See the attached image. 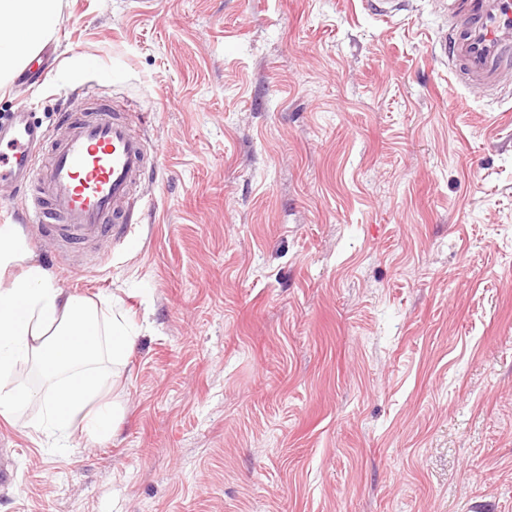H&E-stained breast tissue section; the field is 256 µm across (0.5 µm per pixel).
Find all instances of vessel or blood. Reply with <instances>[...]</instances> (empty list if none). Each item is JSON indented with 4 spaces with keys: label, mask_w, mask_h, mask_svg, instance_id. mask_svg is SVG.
Here are the masks:
<instances>
[{
    "label": "vessel or blood",
    "mask_w": 512,
    "mask_h": 512,
    "mask_svg": "<svg viewBox=\"0 0 512 512\" xmlns=\"http://www.w3.org/2000/svg\"><path fill=\"white\" fill-rule=\"evenodd\" d=\"M434 52L453 79L485 93L512 87V0H462L448 10V28ZM47 140L25 111L0 117V184L26 190L28 223L40 241L65 247L122 237L134 189L157 155L133 132L125 113L86 111L72 100ZM45 160H37L40 148Z\"/></svg>",
    "instance_id": "1"
}]
</instances>
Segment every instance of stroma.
Wrapping results in <instances>:
<instances>
[{
  "instance_id": "1",
  "label": "stroma",
  "mask_w": 512,
  "mask_h": 512,
  "mask_svg": "<svg viewBox=\"0 0 512 512\" xmlns=\"http://www.w3.org/2000/svg\"><path fill=\"white\" fill-rule=\"evenodd\" d=\"M42 83L158 148L129 232L56 253L138 339L116 440L0 419V512H512V96L454 82L441 0H60Z\"/></svg>"
}]
</instances>
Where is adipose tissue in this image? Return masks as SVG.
<instances>
[{"instance_id": "adipose-tissue-1", "label": "adipose tissue", "mask_w": 512, "mask_h": 512, "mask_svg": "<svg viewBox=\"0 0 512 512\" xmlns=\"http://www.w3.org/2000/svg\"><path fill=\"white\" fill-rule=\"evenodd\" d=\"M60 0H0V87L22 70L54 33ZM0 418L37 410L35 429L61 451L77 436L105 442L119 430V402L107 393L120 384L137 333L116 296L90 301L59 288L34 261L19 235L0 228ZM34 363L44 383L16 376Z\"/></svg>"}]
</instances>
